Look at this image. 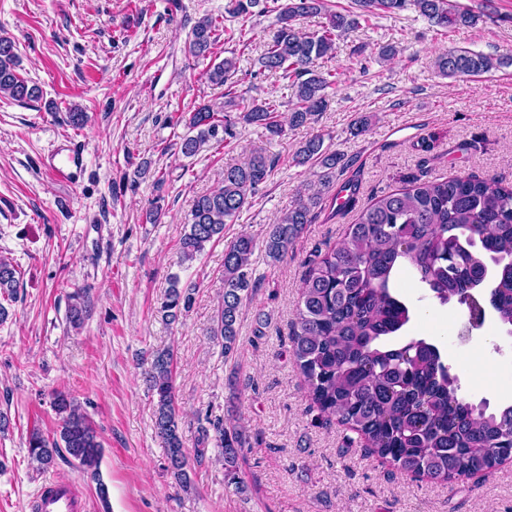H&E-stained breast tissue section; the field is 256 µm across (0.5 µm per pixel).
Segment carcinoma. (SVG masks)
Masks as SVG:
<instances>
[{
	"mask_svg": "<svg viewBox=\"0 0 512 512\" xmlns=\"http://www.w3.org/2000/svg\"><path fill=\"white\" fill-rule=\"evenodd\" d=\"M409 1L441 28L474 27L480 20L450 0H355V5L368 13H394ZM324 10V0H287L260 58L263 69L294 78L296 103L286 120H281L279 104L268 99H247L236 117L226 114L222 120L210 106H195L182 117L187 127L179 141L182 155L194 157L213 139L235 137L239 124L279 137L283 122L298 128L326 110L328 89L335 81L331 72L316 69V61L335 57L336 38L355 28L358 20L330 12L317 30L298 27L300 19ZM220 25L209 15L199 19L185 39L187 53L195 58L212 54ZM500 65L499 59L466 49L441 53L434 60L438 73L450 79L485 74ZM235 69L234 59L225 58L206 71V79L222 86ZM0 94L17 102L42 95L37 84L18 72L15 42L2 36ZM311 160L323 169L320 188L300 195L261 238L241 234L224 252V297L213 335L222 338L226 359L238 351L240 310L259 286L255 252H263L272 264L288 256L295 239L312 222L322 189L330 185L343 157L324 148L323 138L316 136L302 143L294 157L298 165ZM275 164V157L255 151L246 162L224 169L217 189L195 199L180 239L182 261L195 260L206 245L224 238V224L250 204ZM402 272L426 285L441 304L456 301L465 306L473 320L492 310L512 335V185L461 176L413 180L360 206L339 242L309 261L291 334V356L307 383L310 407L347 426L369 453L401 472L448 483L490 473L512 453V405L489 412L459 397L457 378L437 345L427 339L393 342L413 316L393 293V282ZM18 287L17 269L0 259V321L8 315L5 303L16 300ZM192 302V289L180 286L174 275L159 313L172 324ZM88 306V289H76L67 315L72 327H81ZM173 370V353L165 350L154 356L148 372L156 397L154 428L165 445L167 469L183 490L191 489L190 460L201 462L213 440L221 449L228 484L243 492L239 471L243 449L249 447L247 428L226 426L221 416L209 420L210 428L201 429L194 458H189L179 427ZM52 407L60 429L53 437L31 430V461L46 468L59 448H66L96 483L97 497L109 509L108 487L99 472L103 448L92 425L63 392L53 396Z\"/></svg>",
	"mask_w": 512,
	"mask_h": 512,
	"instance_id": "obj_1",
	"label": "carcinoma"
}]
</instances>
